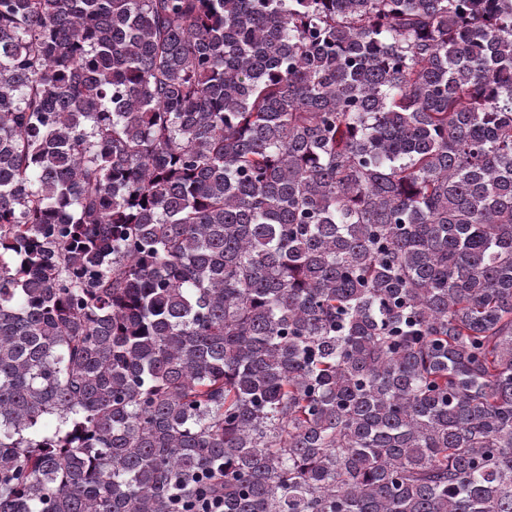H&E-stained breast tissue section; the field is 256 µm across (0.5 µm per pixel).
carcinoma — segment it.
Listing matches in <instances>:
<instances>
[{
	"label": "carcinoma",
	"mask_w": 512,
	"mask_h": 512,
	"mask_svg": "<svg viewBox=\"0 0 512 512\" xmlns=\"http://www.w3.org/2000/svg\"><path fill=\"white\" fill-rule=\"evenodd\" d=\"M512 512V0H0V512Z\"/></svg>",
	"instance_id": "1"
}]
</instances>
